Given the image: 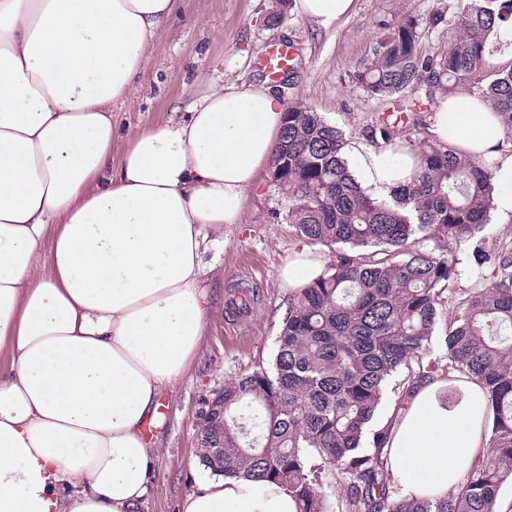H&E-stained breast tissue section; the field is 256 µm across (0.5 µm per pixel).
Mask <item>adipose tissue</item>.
Segmentation results:
<instances>
[{"label": "adipose tissue", "instance_id": "adipose-tissue-1", "mask_svg": "<svg viewBox=\"0 0 512 512\" xmlns=\"http://www.w3.org/2000/svg\"><path fill=\"white\" fill-rule=\"evenodd\" d=\"M176 0H0V512H139L157 450L145 435L162 392L198 348L209 306V228L240 223L270 167L285 105L262 82L206 81L185 121L132 134L112 160V106ZM441 143L492 156L512 214V143L488 104L439 100ZM363 188L406 183L410 155L351 146ZM53 233L48 260L40 248ZM324 255L303 246L282 282L301 288ZM414 389L393 428L399 495L447 494L481 458L486 396L459 382ZM184 512H295L280 486L203 478Z\"/></svg>", "mask_w": 512, "mask_h": 512}]
</instances>
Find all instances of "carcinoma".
Returning <instances> with one entry per match:
<instances>
[{
	"mask_svg": "<svg viewBox=\"0 0 512 512\" xmlns=\"http://www.w3.org/2000/svg\"><path fill=\"white\" fill-rule=\"evenodd\" d=\"M459 37L447 53L419 52L410 16L387 28L354 70L358 87L411 103L378 117L371 142L394 145L418 127L415 106L479 94L512 137V0H461ZM345 133L314 110L286 108L270 181L288 198V223L328 249L323 274L295 291L271 367L224 385V431L198 449L216 475L270 481L296 512H335L331 479L343 485L345 512H495L512 484V250L487 251L477 234L494 209L490 156L433 139L414 144L409 181L385 197L352 176ZM468 243L490 269L483 288L453 297L458 276L450 243ZM443 356H432V345ZM439 376H466L488 398L486 452L454 492L437 500L397 495L386 445L392 423L375 425L387 391L403 401Z\"/></svg>",
	"mask_w": 512,
	"mask_h": 512,
	"instance_id": "carcinoma-1",
	"label": "carcinoma"
}]
</instances>
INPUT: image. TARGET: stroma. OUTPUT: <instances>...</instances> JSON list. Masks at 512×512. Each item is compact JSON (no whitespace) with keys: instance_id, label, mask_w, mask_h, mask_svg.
<instances>
[{"instance_id":"stroma-1","label":"stroma","mask_w":512,"mask_h":512,"mask_svg":"<svg viewBox=\"0 0 512 512\" xmlns=\"http://www.w3.org/2000/svg\"><path fill=\"white\" fill-rule=\"evenodd\" d=\"M277 0H178L151 59L135 77L129 102L112 107V158L120 160L131 133L186 119L207 79L248 83L262 78L257 61L277 43L294 49L293 65L274 90L284 103H302L346 134L370 145L378 114L390 106L370 98L353 81L389 25L412 16L421 32V55L435 56L456 40L460 0H355L350 15L323 26ZM288 201L269 179L249 192L241 223L224 227L223 251L208 250L205 275L210 312L192 362L174 390L161 399L165 416L151 440L158 448L154 482L141 512H182L206 472L197 456V422L203 404L254 366L271 365L275 339L288 311L291 289L281 270L305 240L288 224ZM254 301L245 318L228 313L237 287Z\"/></svg>"}]
</instances>
